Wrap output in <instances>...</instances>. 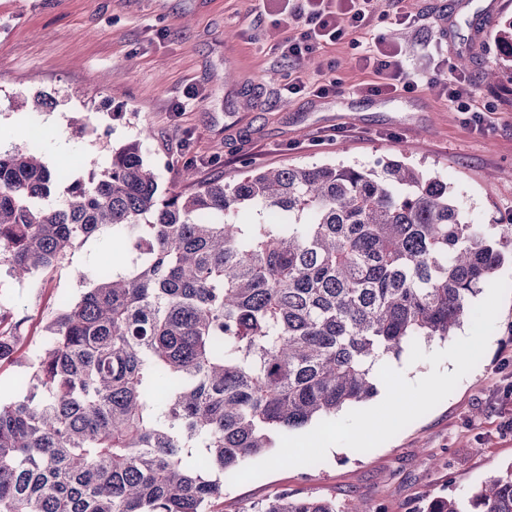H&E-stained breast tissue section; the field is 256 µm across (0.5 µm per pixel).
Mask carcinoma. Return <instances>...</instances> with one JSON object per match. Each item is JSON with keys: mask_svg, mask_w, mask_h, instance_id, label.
<instances>
[{"mask_svg": "<svg viewBox=\"0 0 512 512\" xmlns=\"http://www.w3.org/2000/svg\"><path fill=\"white\" fill-rule=\"evenodd\" d=\"M492 33L512 69V19ZM58 181L38 149L0 152V267L47 275L105 228L129 266L60 300L32 356L0 330V366L27 367L0 400V512H211L272 433L371 399L378 364L471 319L512 247L511 224L469 223L446 183L394 160L161 196L131 143L55 204ZM246 512L375 510L283 492ZM423 512H512V466Z\"/></svg>", "mask_w": 512, "mask_h": 512, "instance_id": "1", "label": "carcinoma"}]
</instances>
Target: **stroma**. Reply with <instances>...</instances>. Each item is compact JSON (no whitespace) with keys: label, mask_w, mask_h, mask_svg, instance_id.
I'll return each instance as SVG.
<instances>
[{"label":"stroma","mask_w":512,"mask_h":512,"mask_svg":"<svg viewBox=\"0 0 512 512\" xmlns=\"http://www.w3.org/2000/svg\"><path fill=\"white\" fill-rule=\"evenodd\" d=\"M489 2L384 0L370 33L427 83L371 96L365 89L379 78L358 65L350 41L303 67L289 63L281 43L299 29L274 0H0V151L26 149L39 131L46 166L85 180L136 142L164 194L214 179L231 185L248 169L394 159L440 177L470 223L512 224V71L484 16ZM462 53L471 58L465 112L430 82ZM491 69L494 84L485 80ZM298 73L337 80L338 90L288 93ZM187 162L194 176L185 182ZM111 259L107 230L51 274L0 279V303L20 322L26 353L44 344L57 297L79 299L83 274ZM511 465L512 293L480 362L434 409L370 451L340 445L324 462L226 485L224 512L283 491L421 512L426 497L467 498Z\"/></svg>","instance_id":"1"}]
</instances>
